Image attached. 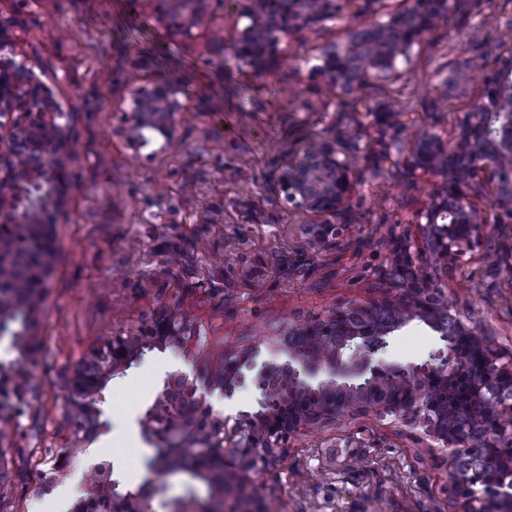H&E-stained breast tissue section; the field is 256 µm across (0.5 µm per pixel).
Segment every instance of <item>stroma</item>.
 Masks as SVG:
<instances>
[{"instance_id": "1", "label": "stroma", "mask_w": 512, "mask_h": 512, "mask_svg": "<svg viewBox=\"0 0 512 512\" xmlns=\"http://www.w3.org/2000/svg\"><path fill=\"white\" fill-rule=\"evenodd\" d=\"M448 20L426 35L409 64L388 81L369 80L353 96L328 97L320 48L344 42L347 19L291 36L288 58L268 75L244 73L234 56V5L218 8L190 40L167 36L151 9L127 0H25L17 51L59 82L60 103L76 109L75 188L55 211L56 253L33 328L39 365L22 411L0 404L10 436L0 442V512H56L72 476L104 461L129 481L142 470L127 458L157 454L140 418L168 373L204 375L225 346L258 350L259 330L307 320L379 296L377 267L389 257L391 228L410 224L429 200L430 177L409 176L414 130L455 129L483 93L482 78L512 48V0H451ZM224 31L223 44L210 31ZM140 69H130L133 60ZM470 78L439 106L437 87L461 61ZM178 80L191 89L166 153H134L119 131L131 88ZM364 125L362 158L345 221L349 232L315 251L303 226L266 185L309 138ZM445 290L474 309L498 343L512 349V226L465 257ZM179 304L198 342L191 355L153 351L106 384L97 403L107 429L54 476L53 460L71 445L63 397L74 365L119 330L148 323ZM440 342L416 324L393 336L392 358L419 362ZM288 446V472L273 492L287 512H448L452 464L418 435L374 418L304 431Z\"/></svg>"}]
</instances>
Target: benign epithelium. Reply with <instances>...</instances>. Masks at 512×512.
Returning <instances> with one entry per match:
<instances>
[{"mask_svg":"<svg viewBox=\"0 0 512 512\" xmlns=\"http://www.w3.org/2000/svg\"><path fill=\"white\" fill-rule=\"evenodd\" d=\"M153 4L157 21L172 37L189 40L211 14L214 0H128L138 10ZM22 0H0V225L14 223L20 183H40L49 197L35 204L50 234L54 209L73 186L65 158L70 153L76 113L65 111L54 90L16 51ZM244 25L235 32L236 60L256 75L284 60L288 37L340 19L345 0H235ZM450 0H408L383 22L353 23L341 44L320 52L318 71L328 93L348 98L367 78L386 80L399 64L410 62L413 48L448 19ZM191 111L186 87L175 81L130 90L121 130L128 147L138 153L151 147L157 155L172 148L178 117ZM448 138L438 132L408 134V169L438 182L413 227L389 237L390 260L378 268L386 285L380 299L338 307L305 323L288 322L269 340L281 360L256 361L257 351L240 354L224 347V376L209 373L211 389L230 400L253 373L260 392L259 409L225 416L215 411L184 372L167 375L155 406L142 418L145 437L162 447L161 466L189 473L207 484L205 500L191 497L176 512H285L286 505L267 491H258L253 473L281 481L287 470L288 441L304 430L322 428L343 417H373L401 430L422 435L429 447L449 451L452 462L479 464L486 448L512 447V363L501 362L494 342L476 334L471 316L448 302L439 281L461 268L485 232L472 197L489 189L498 211L496 223L512 224V53L504 52L485 81L484 95ZM364 128L347 138L320 137L304 144L282 164L268 192L303 217L312 244L326 248L348 231L338 224L355 187ZM25 154L35 164L20 175L15 162ZM413 322L434 331L443 347L421 362L391 359L390 337ZM459 336L474 338L481 367L471 353L456 347ZM196 341L184 314L160 309L151 323L112 335L82 358L64 397L67 415L83 408L74 422L71 448L55 459L52 469L65 473L70 460L104 429L96 396L119 370L155 349L185 353ZM461 380L472 403L487 410L476 432L466 417L448 419V409L429 396L436 384L443 396ZM191 447L193 452L184 449ZM86 493L73 512H157L161 484L153 482L117 492L108 481V465L90 467ZM451 512H512V493L494 486L479 496L471 484L450 477Z\"/></svg>","mask_w":512,"mask_h":512,"instance_id":"obj_1","label":"benign epithelium"}]
</instances>
